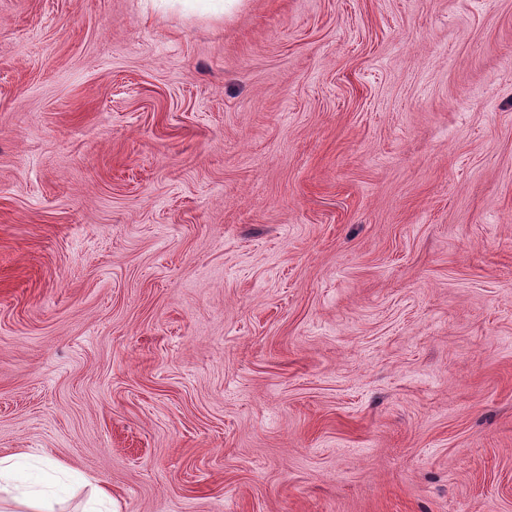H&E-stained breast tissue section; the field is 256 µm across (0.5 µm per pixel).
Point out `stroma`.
Listing matches in <instances>:
<instances>
[{
	"label": "stroma",
	"instance_id": "stroma-1",
	"mask_svg": "<svg viewBox=\"0 0 512 512\" xmlns=\"http://www.w3.org/2000/svg\"><path fill=\"white\" fill-rule=\"evenodd\" d=\"M26 453L64 512H512V0H0Z\"/></svg>",
	"mask_w": 512,
	"mask_h": 512
}]
</instances>
